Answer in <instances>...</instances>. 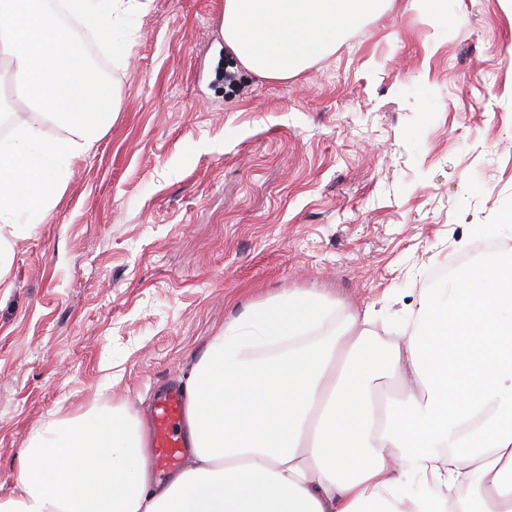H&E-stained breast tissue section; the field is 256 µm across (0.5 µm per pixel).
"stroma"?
Here are the masks:
<instances>
[{
  "mask_svg": "<svg viewBox=\"0 0 512 512\" xmlns=\"http://www.w3.org/2000/svg\"><path fill=\"white\" fill-rule=\"evenodd\" d=\"M440 27L387 0L285 80L224 48V0H149L120 112L0 288V498L34 429L148 421L245 305L317 289L401 335L427 271L512 201V0ZM232 68L236 92L217 78Z\"/></svg>",
  "mask_w": 512,
  "mask_h": 512,
  "instance_id": "stroma-1",
  "label": "stroma"
}]
</instances>
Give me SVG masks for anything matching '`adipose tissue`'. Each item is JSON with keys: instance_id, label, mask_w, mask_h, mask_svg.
I'll return each instance as SVG.
<instances>
[{"instance_id": "1", "label": "adipose tissue", "mask_w": 512, "mask_h": 512, "mask_svg": "<svg viewBox=\"0 0 512 512\" xmlns=\"http://www.w3.org/2000/svg\"><path fill=\"white\" fill-rule=\"evenodd\" d=\"M383 0H224L225 47L285 79ZM148 0H0V287L16 240L62 202L74 161L118 113L72 26L114 62ZM504 240L433 276L410 332L319 292L249 304L205 345L186 389V466L156 480L149 434L120 408L29 437L0 512H512V205Z\"/></svg>"}]
</instances>
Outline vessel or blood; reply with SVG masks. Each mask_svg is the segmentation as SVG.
<instances>
[{"mask_svg": "<svg viewBox=\"0 0 512 512\" xmlns=\"http://www.w3.org/2000/svg\"><path fill=\"white\" fill-rule=\"evenodd\" d=\"M185 414V398L173 388L158 397L152 414L155 462L159 469L175 467L182 453L183 441L177 432Z\"/></svg>", "mask_w": 512, "mask_h": 512, "instance_id": "vessel-or-blood-1", "label": "vessel or blood"}]
</instances>
